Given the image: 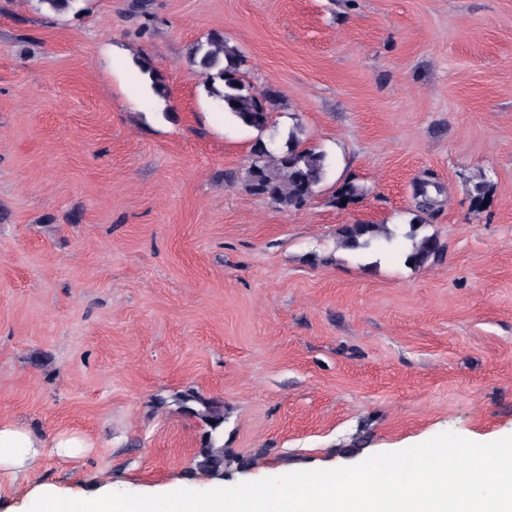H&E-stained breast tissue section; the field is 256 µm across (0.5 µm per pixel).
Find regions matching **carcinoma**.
<instances>
[{"label":"carcinoma","instance_id":"1","mask_svg":"<svg viewBox=\"0 0 512 512\" xmlns=\"http://www.w3.org/2000/svg\"><path fill=\"white\" fill-rule=\"evenodd\" d=\"M190 61L206 75L205 88L209 96L223 103L224 111L236 121L260 132L267 127L270 114L278 109L280 96L272 90L258 91L241 78L244 58L237 48L228 45L221 34H211L206 41L198 43ZM143 73L149 76L155 93L164 97L167 86L164 78L150 64L141 63ZM300 140L289 133L286 150L275 156L268 151L265 142L257 140L252 147L251 161L247 170L246 188L249 192L266 198L279 209L297 208L304 205L323 181L327 165L324 153L313 149L299 148ZM339 244L350 250H367L375 242L390 241L391 231L384 224H344L337 231ZM405 238L410 247L405 253V262L414 267H425L441 252V245L433 235L419 234L415 223L409 224ZM195 402L202 406L197 410L190 406ZM181 407L205 420L215 421L211 426L217 430L224 416L209 402L194 395L178 398ZM197 468L205 473L218 475L224 470V447L214 442L201 451Z\"/></svg>","mask_w":512,"mask_h":512}]
</instances>
